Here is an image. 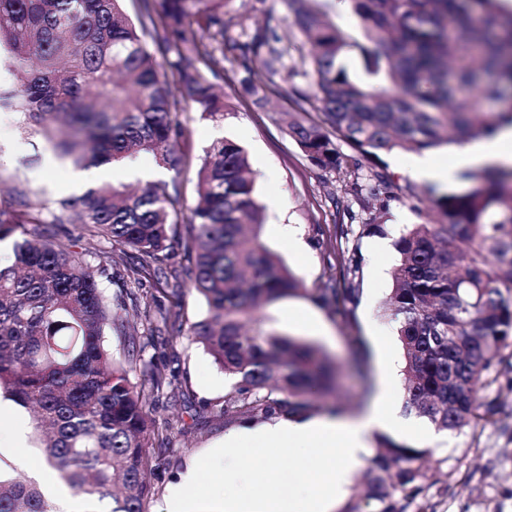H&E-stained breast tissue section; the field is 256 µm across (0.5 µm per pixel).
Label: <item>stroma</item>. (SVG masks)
<instances>
[{"label": "stroma", "mask_w": 512, "mask_h": 512, "mask_svg": "<svg viewBox=\"0 0 512 512\" xmlns=\"http://www.w3.org/2000/svg\"><path fill=\"white\" fill-rule=\"evenodd\" d=\"M225 12L248 29L273 27L283 64L300 67L308 47L302 34L288 25L282 0H228ZM243 75L239 61L227 56L217 81L231 106L223 122L206 118L188 104L178 119L188 131L193 156H202L223 137L245 148L265 208L259 239L300 284L295 294L262 304L253 324L319 344L340 371L339 395L354 403L360 400L362 382L349 366L350 339L362 337L368 350L367 381L377 385L381 362H389L395 380L392 397L402 401L403 353L393 323L381 318L380 308L392 288L395 241L406 227L433 215L427 188L405 169V152L386 155L383 161L398 186L397 197L386 212L372 215L349 193L352 173L317 167L289 136V117L301 113L290 83L255 65V80L267 86L266 102L257 105L242 94ZM73 172L71 165L54 163L49 144L36 128L21 129L13 114L0 112V201L10 202L18 190L36 193L50 204L73 197ZM353 266L358 269L354 275L349 272ZM354 277L360 286L352 297L322 298V289L341 290ZM139 294L153 313L178 314L181 324L153 338L140 326L135 337L146 343L145 355L154 364L153 371L136 372L132 381L155 420L145 512H159L169 487L191 465L206 463L212 447L234 428V421L225 420L220 409L235 380L187 337L186 326L206 311L194 292L147 279ZM157 372L170 380L160 391L153 388ZM491 394L502 405L493 422L446 434L441 449L431 455L437 463V482L428 492L434 512H512V373L501 372Z\"/></svg>", "instance_id": "stroma-1"}]
</instances>
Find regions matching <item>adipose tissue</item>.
<instances>
[{"label":"adipose tissue","mask_w":512,"mask_h":512,"mask_svg":"<svg viewBox=\"0 0 512 512\" xmlns=\"http://www.w3.org/2000/svg\"><path fill=\"white\" fill-rule=\"evenodd\" d=\"M512 164V126H502L489 138L459 148L454 165L435 161L431 154L414 155L406 168L416 178L448 186L456 181L461 167L485 164ZM404 430L412 441L440 442L431 428L416 425L402 428L390 397L382 389L374 404L352 420L327 418H284L277 423H249L225 434L215 448L211 463L214 481L222 485L221 512H296L300 500H307L309 512H333L337 501L351 485L353 474L365 462L370 436L377 431ZM264 448H285L303 457L313 455L314 471L300 467L282 468L266 461ZM264 473L272 491L253 492L256 473Z\"/></svg>","instance_id":"adipose-tissue-1"}]
</instances>
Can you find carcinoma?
Returning a JSON list of instances; mask_svg holds the SVG:
<instances>
[{"label":"carcinoma","mask_w":512,"mask_h":512,"mask_svg":"<svg viewBox=\"0 0 512 512\" xmlns=\"http://www.w3.org/2000/svg\"><path fill=\"white\" fill-rule=\"evenodd\" d=\"M134 24L118 0H0V46L16 87H0V110L39 129L74 166L121 162L139 152L179 174L192 162L174 118L192 103L224 121L226 104L210 76L237 54L255 103L266 86L251 64L279 41L266 25L248 32L224 18L228 0H141ZM287 19L310 47L298 106L318 120L290 118L288 134L317 166L353 168L362 201L393 197L381 156L463 145L512 124V112L482 111L486 99L512 101V12L498 0H348L360 35L336 27L318 0H284ZM154 31L163 60L144 41ZM360 56L367 82L351 80L340 60ZM342 141L353 151L338 150ZM198 201L186 206L177 184L149 180L131 191L102 183L52 207L17 193L0 208V391L34 414V440L66 487L112 501L111 512H144L150 488L148 444L155 420L131 376L144 347L116 358L105 336H128L129 316L148 336L168 324L129 288L112 296V253L129 247L132 274L168 279V241L189 224L195 257L175 276L206 305L188 338L236 379L221 413L264 420L306 417L313 398L335 389L336 367L315 344L245 328L257 307L298 291V282L260 242L264 208L247 152L221 138L204 151ZM462 190L433 194L436 219L412 224L395 242L390 297L383 314L397 324L404 357L405 411L436 429L459 432L494 414L485 390L495 367L512 368V168L480 167ZM104 239L86 255L69 251L48 227L73 217ZM42 227L31 231L29 225ZM352 368L369 394L366 351L356 341ZM364 497L341 512H427L417 504L437 483L428 451L375 438ZM0 512H52L41 487L0 480Z\"/></svg>","instance_id":"1"}]
</instances>
